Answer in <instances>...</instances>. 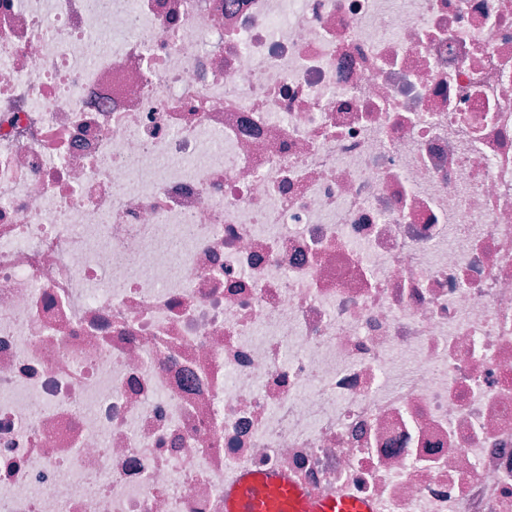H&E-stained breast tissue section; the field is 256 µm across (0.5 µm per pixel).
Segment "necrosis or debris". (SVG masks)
<instances>
[{
    "label": "necrosis or debris",
    "mask_w": 512,
    "mask_h": 512,
    "mask_svg": "<svg viewBox=\"0 0 512 512\" xmlns=\"http://www.w3.org/2000/svg\"><path fill=\"white\" fill-rule=\"evenodd\" d=\"M240 468L512 512V0H0V512Z\"/></svg>",
    "instance_id": "1"
}]
</instances>
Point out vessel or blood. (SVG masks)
Returning a JSON list of instances; mask_svg holds the SVG:
<instances>
[{"label": "vessel or blood", "instance_id": "vessel-or-blood-1", "mask_svg": "<svg viewBox=\"0 0 512 512\" xmlns=\"http://www.w3.org/2000/svg\"><path fill=\"white\" fill-rule=\"evenodd\" d=\"M277 501L287 512H375L372 504L343 494H311L277 472L258 478L249 470H238L224 490V512H273Z\"/></svg>", "mask_w": 512, "mask_h": 512}]
</instances>
